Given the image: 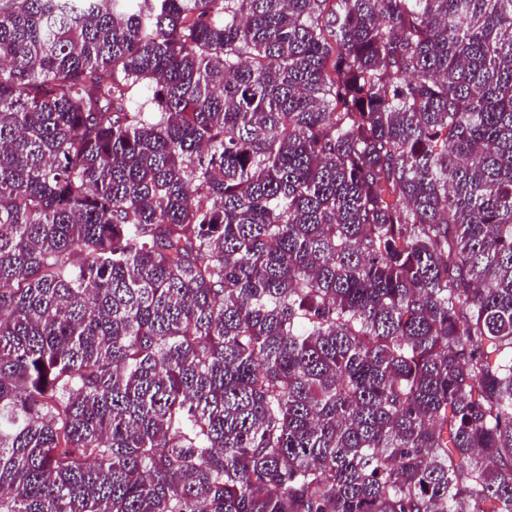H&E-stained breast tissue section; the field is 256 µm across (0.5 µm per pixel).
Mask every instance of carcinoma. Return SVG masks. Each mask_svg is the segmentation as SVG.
<instances>
[{
    "label": "carcinoma",
    "mask_w": 512,
    "mask_h": 512,
    "mask_svg": "<svg viewBox=\"0 0 512 512\" xmlns=\"http://www.w3.org/2000/svg\"><path fill=\"white\" fill-rule=\"evenodd\" d=\"M0 512H512V0H0Z\"/></svg>",
    "instance_id": "1"
}]
</instances>
